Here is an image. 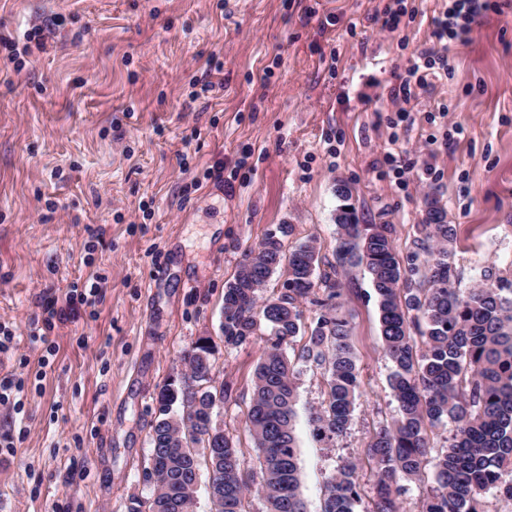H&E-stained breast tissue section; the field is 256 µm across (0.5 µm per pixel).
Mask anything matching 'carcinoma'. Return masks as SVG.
I'll use <instances>...</instances> for the list:
<instances>
[{"instance_id":"carcinoma-1","label":"carcinoma","mask_w":512,"mask_h":512,"mask_svg":"<svg viewBox=\"0 0 512 512\" xmlns=\"http://www.w3.org/2000/svg\"><path fill=\"white\" fill-rule=\"evenodd\" d=\"M338 246L335 261L321 262L316 240L296 244L284 255L281 224L245 256L224 287V346L237 348L264 336L255 371L254 397L246 424L260 458L256 491L265 512H305L300 496L296 437L295 366L288 341L302 324L301 305L315 306L314 328L298 355L324 370L327 399L312 418L316 436L332 441L348 429L360 387L348 321L336 316L333 300L345 292V275L363 266L371 276L385 356L392 363L388 385L398 404L393 422L368 445L377 477L363 501L360 464L349 457L324 486L321 512H403L407 488L431 468L434 486L420 500L421 512H484L490 490L512 500V278L486 273L461 289L454 266L456 232L436 200L416 225L414 250L401 264L389 224L359 223L352 190L336 182ZM287 265V288L260 300L271 276ZM215 346L194 344L183 356L185 380L165 382L151 425V465L160 484L150 487L147 512H193L192 486L205 468L191 445L205 441L215 410L229 386L216 385ZM451 424L448 448L434 452L427 430ZM212 458L209 494L224 498V512H245L251 485L241 474V451L222 435Z\"/></svg>"}]
</instances>
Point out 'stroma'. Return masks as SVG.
<instances>
[{
    "label": "stroma",
    "instance_id": "1",
    "mask_svg": "<svg viewBox=\"0 0 512 512\" xmlns=\"http://www.w3.org/2000/svg\"><path fill=\"white\" fill-rule=\"evenodd\" d=\"M493 2L395 130L391 91L445 0H403L391 34L380 19L394 0H0V28L18 38L62 18L22 71L0 59V322L15 335L0 385L22 404L0 406L12 437L0 512H130L146 499L157 393L201 336L231 388L213 420L258 472L246 418L265 339L225 347L224 287L281 224L284 250L313 238L333 260L336 182L360 223L393 225L399 257L433 197L456 231L461 287L488 268L512 278V0ZM215 61L224 87L201 94ZM93 271L106 279L95 305L38 336L44 299ZM348 280L336 308L360 389L345 435L313 433L321 370L301 365L297 380L306 512H321L346 457L369 488L367 445L397 414L370 276L356 266Z\"/></svg>",
    "mask_w": 512,
    "mask_h": 512
}]
</instances>
